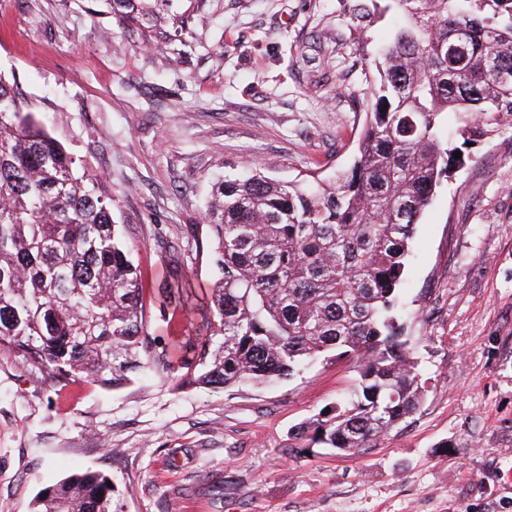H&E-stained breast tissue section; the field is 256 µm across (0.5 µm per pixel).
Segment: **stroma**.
<instances>
[{
    "label": "stroma",
    "mask_w": 512,
    "mask_h": 512,
    "mask_svg": "<svg viewBox=\"0 0 512 512\" xmlns=\"http://www.w3.org/2000/svg\"><path fill=\"white\" fill-rule=\"evenodd\" d=\"M352 0H150L119 21L108 0H0V77L112 198L145 289L182 270L212 181L256 162L282 181L350 168L385 42ZM411 242L401 317L426 381L418 410L372 448L296 429L354 386L327 356L265 385L172 390L59 386L0 349V512H31L74 470L108 476L115 512H512V118L464 147Z\"/></svg>",
    "instance_id": "obj_1"
}]
</instances>
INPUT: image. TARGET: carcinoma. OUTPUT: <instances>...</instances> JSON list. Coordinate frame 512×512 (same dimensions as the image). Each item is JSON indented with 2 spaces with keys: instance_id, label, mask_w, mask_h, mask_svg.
I'll list each match as a JSON object with an SVG mask.
<instances>
[{
  "instance_id": "cac0c4a2",
  "label": "carcinoma",
  "mask_w": 512,
  "mask_h": 512,
  "mask_svg": "<svg viewBox=\"0 0 512 512\" xmlns=\"http://www.w3.org/2000/svg\"><path fill=\"white\" fill-rule=\"evenodd\" d=\"M396 23L365 78L366 121L353 166L327 183L282 182L255 163L213 183L202 213L215 278L213 321L174 361L154 343L166 310L188 311L190 279L141 272L112 197L20 107L0 79V348L53 383L114 389L139 370L173 389L286 379L327 354H351L358 383L298 435L358 452L418 408L425 380L398 324L409 244L463 143L512 115V0H391ZM376 0L355 18L374 21ZM109 478L74 473L45 488L37 512H113Z\"/></svg>"
}]
</instances>
